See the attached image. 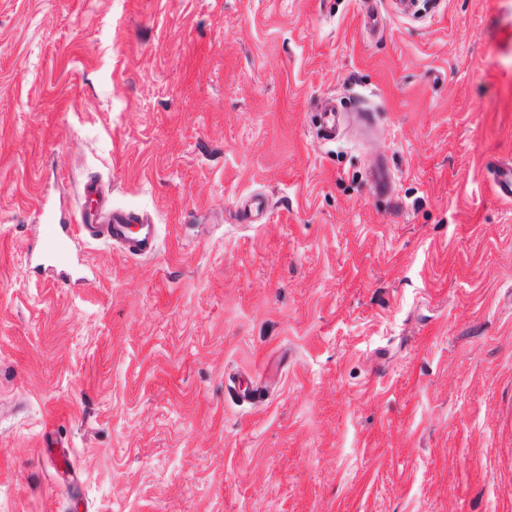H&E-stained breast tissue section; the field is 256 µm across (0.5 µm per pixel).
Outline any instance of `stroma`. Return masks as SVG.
<instances>
[{"instance_id":"35a3bbf8","label":"stroma","mask_w":512,"mask_h":512,"mask_svg":"<svg viewBox=\"0 0 512 512\" xmlns=\"http://www.w3.org/2000/svg\"><path fill=\"white\" fill-rule=\"evenodd\" d=\"M509 163L512 0H0V512H512ZM82 196L85 202L78 217L59 221L58 224H42L41 238L29 248L35 272L59 270L63 282L70 281L72 244L77 236L85 240H105L131 256L148 257L155 253L159 243L156 224L142 220L135 214L115 210L110 211L106 220H102L105 199L102 187L95 178H89L83 184ZM49 259L51 264L46 266Z\"/></svg>"}]
</instances>
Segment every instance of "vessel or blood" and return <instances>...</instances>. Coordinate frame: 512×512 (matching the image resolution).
<instances>
[{"mask_svg":"<svg viewBox=\"0 0 512 512\" xmlns=\"http://www.w3.org/2000/svg\"><path fill=\"white\" fill-rule=\"evenodd\" d=\"M82 196L84 205L77 217L44 225L41 238L30 246L34 271L51 269L62 280H70L72 244L79 237L110 242L131 256L148 257L155 253L159 243L156 225L132 213H103L104 195L96 179L84 183Z\"/></svg>","mask_w":512,"mask_h":512,"instance_id":"obj_1","label":"vessel or blood"}]
</instances>
